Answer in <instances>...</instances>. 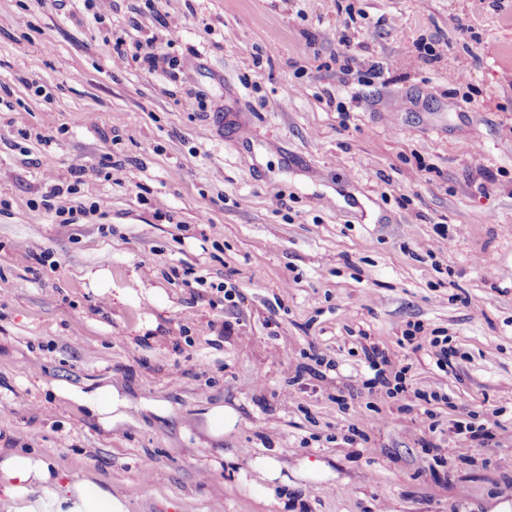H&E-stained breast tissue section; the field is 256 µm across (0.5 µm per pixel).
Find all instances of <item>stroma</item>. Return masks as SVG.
I'll list each match as a JSON object with an SVG mask.
<instances>
[{"label": "stroma", "mask_w": 512, "mask_h": 512, "mask_svg": "<svg viewBox=\"0 0 512 512\" xmlns=\"http://www.w3.org/2000/svg\"><path fill=\"white\" fill-rule=\"evenodd\" d=\"M372 344L409 395L363 389ZM103 384L111 428L59 392ZM470 414L496 444L456 449ZM0 448L129 512H512V0H0Z\"/></svg>", "instance_id": "obj_1"}]
</instances>
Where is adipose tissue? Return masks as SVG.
Masks as SVG:
<instances>
[{
    "label": "adipose tissue",
    "mask_w": 512,
    "mask_h": 512,
    "mask_svg": "<svg viewBox=\"0 0 512 512\" xmlns=\"http://www.w3.org/2000/svg\"><path fill=\"white\" fill-rule=\"evenodd\" d=\"M66 397L88 403L105 426L124 421L128 400L112 385L94 396L65 389ZM0 503L7 512H128L127 500L111 485L92 480L69 481L40 455L12 452L0 458Z\"/></svg>",
    "instance_id": "ef3b65f1"
}]
</instances>
